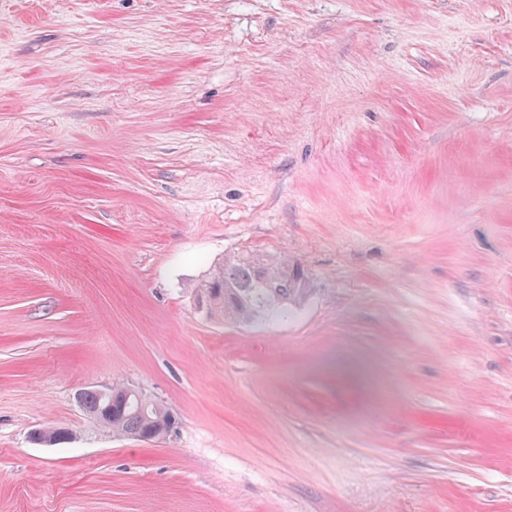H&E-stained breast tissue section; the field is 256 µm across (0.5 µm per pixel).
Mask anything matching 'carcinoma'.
Wrapping results in <instances>:
<instances>
[{
    "label": "carcinoma",
    "instance_id": "obj_1",
    "mask_svg": "<svg viewBox=\"0 0 512 512\" xmlns=\"http://www.w3.org/2000/svg\"><path fill=\"white\" fill-rule=\"evenodd\" d=\"M310 291L301 265L286 258L239 252L225 257L205 275L196 299L210 320L253 322L290 316ZM128 391L123 384L112 385L109 404L98 390L85 389L80 405L102 427L142 441L162 438L175 428L177 416L172 409L145 398H128Z\"/></svg>",
    "mask_w": 512,
    "mask_h": 512
}]
</instances>
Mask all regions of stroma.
I'll return each mask as SVG.
<instances>
[{
	"label": "stroma",
	"instance_id": "1",
	"mask_svg": "<svg viewBox=\"0 0 512 512\" xmlns=\"http://www.w3.org/2000/svg\"><path fill=\"white\" fill-rule=\"evenodd\" d=\"M0 512H512V0H0ZM310 291L308 275L298 263L238 252L205 275L196 299L210 320L254 322L289 317ZM128 391L129 387L123 384L101 389L102 394L112 399L109 406L98 390L85 389L81 391L80 405L102 427L142 441L165 437L175 428L178 422L172 409L147 398L132 396L126 399Z\"/></svg>",
	"mask_w": 512,
	"mask_h": 512
}]
</instances>
